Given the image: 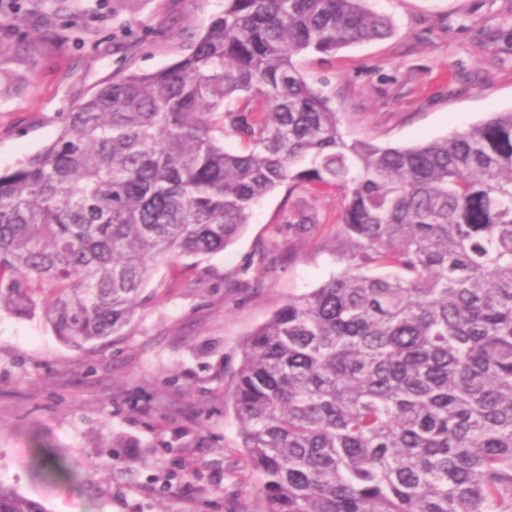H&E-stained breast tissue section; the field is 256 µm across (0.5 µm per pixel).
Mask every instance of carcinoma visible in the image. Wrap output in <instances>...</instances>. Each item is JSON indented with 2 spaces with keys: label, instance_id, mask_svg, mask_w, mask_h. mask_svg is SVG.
<instances>
[{
  "label": "carcinoma",
  "instance_id": "1",
  "mask_svg": "<svg viewBox=\"0 0 512 512\" xmlns=\"http://www.w3.org/2000/svg\"><path fill=\"white\" fill-rule=\"evenodd\" d=\"M368 2L224 0L173 66L68 113L0 172V310L102 343L158 265L223 251L285 183L334 188L343 269L247 337L233 384L263 512H512V111L414 148L347 141L299 60L390 35ZM0 512L43 510L0 488Z\"/></svg>",
  "mask_w": 512,
  "mask_h": 512
}]
</instances>
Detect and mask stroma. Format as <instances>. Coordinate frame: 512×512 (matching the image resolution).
<instances>
[{"label":"stroma","mask_w":512,"mask_h":512,"mask_svg":"<svg viewBox=\"0 0 512 512\" xmlns=\"http://www.w3.org/2000/svg\"><path fill=\"white\" fill-rule=\"evenodd\" d=\"M387 38L301 58L348 138L412 148L512 110V0H372ZM224 0H0V171L42 150L114 74L178 62ZM63 41L27 48L46 24ZM333 189L281 186L224 251L160 265L122 335L77 350L42 313L0 311V487L45 512H262L231 400L242 344L340 271ZM317 227L299 237L291 212ZM119 441V448L104 446ZM72 479L34 477L37 454Z\"/></svg>","instance_id":"obj_1"}]
</instances>
